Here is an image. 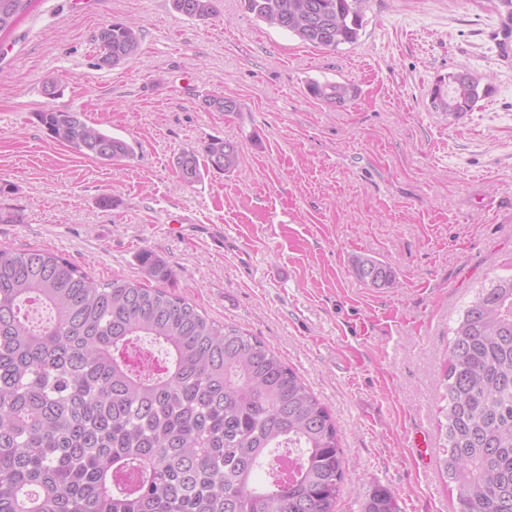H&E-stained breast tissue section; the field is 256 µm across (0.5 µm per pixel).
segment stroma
Wrapping results in <instances>:
<instances>
[{"instance_id":"stroma-1","label":"stroma","mask_w":512,"mask_h":512,"mask_svg":"<svg viewBox=\"0 0 512 512\" xmlns=\"http://www.w3.org/2000/svg\"><path fill=\"white\" fill-rule=\"evenodd\" d=\"M496 4L365 0L358 42L327 51L242 0H218L205 23L170 0H35L0 39V246L99 281L146 280L140 254L161 257L169 291L264 341L330 410L352 484L335 512H363L378 487L398 512H455L456 488L413 440L437 438L460 310L512 274V47L498 45ZM115 21L140 25L141 47L102 68L92 37ZM460 70L488 92L452 123L431 92ZM327 82L353 99L306 94ZM208 96L240 110H204ZM48 106L125 138L133 158L60 145L36 118ZM213 137L238 145L239 169L187 185L176 156ZM358 255L385 261L395 286H365ZM313 95L330 105H342L349 101L354 93L352 87L339 83L315 84Z\"/></svg>"}]
</instances>
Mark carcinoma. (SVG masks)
Instances as JSON below:
<instances>
[{
    "label": "carcinoma",
    "mask_w": 512,
    "mask_h": 512,
    "mask_svg": "<svg viewBox=\"0 0 512 512\" xmlns=\"http://www.w3.org/2000/svg\"><path fill=\"white\" fill-rule=\"evenodd\" d=\"M34 0H0V35ZM215 0H171L206 21ZM246 10L318 48L354 44L363 0H243ZM503 42L512 0H500ZM141 27L115 22L94 35L101 66L138 53ZM448 74L432 90L456 122L479 98L480 82ZM342 105L354 93L315 84ZM231 114L236 100L204 99ZM38 122L58 143L111 164L134 155L126 140L83 114L47 107ZM239 165L236 145L211 138L182 151L176 167L193 185ZM147 274L174 271L150 252ZM370 288L395 283L384 261L359 256ZM51 318L32 325L22 308ZM438 463L458 493L457 512H512V275L478 289L452 328L439 379ZM281 448L300 455L283 474ZM346 461L338 428L299 376L261 340L218 325L185 299L138 281L99 283L69 259L0 247V512H333ZM364 512H396L386 488Z\"/></svg>",
    "instance_id": "obj_1"
}]
</instances>
